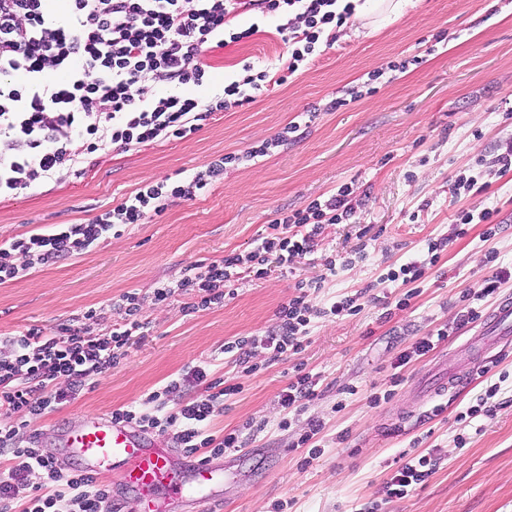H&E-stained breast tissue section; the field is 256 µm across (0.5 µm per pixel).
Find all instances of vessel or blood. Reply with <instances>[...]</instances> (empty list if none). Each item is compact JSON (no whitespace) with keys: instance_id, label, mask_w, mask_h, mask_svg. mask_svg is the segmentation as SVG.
Returning <instances> with one entry per match:
<instances>
[{"instance_id":"vessel-or-blood-1","label":"vessel or blood","mask_w":512,"mask_h":512,"mask_svg":"<svg viewBox=\"0 0 512 512\" xmlns=\"http://www.w3.org/2000/svg\"><path fill=\"white\" fill-rule=\"evenodd\" d=\"M488 325L512 352V301L503 300ZM50 455L59 464L78 465L110 480L121 493L133 494L142 512H161L163 504L174 502L211 512L222 495L223 466L193 458L176 470L164 436L113 422L107 413H91L76 425L63 426Z\"/></svg>"}]
</instances>
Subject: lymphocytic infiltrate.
<instances>
[{
  "label": "lymphocytic infiltrate",
  "instance_id": "lymphocytic-infiltrate-1",
  "mask_svg": "<svg viewBox=\"0 0 512 512\" xmlns=\"http://www.w3.org/2000/svg\"><path fill=\"white\" fill-rule=\"evenodd\" d=\"M276 16L285 46L281 70H255L244 63L238 79L203 99L189 87L203 86L213 70L209 50L239 42L258 24L230 28L245 13ZM355 14L354 0H0V197L38 192L83 172L112 150L149 147L195 135L214 113L253 100L255 91L283 82L285 74L307 67L322 48L335 43ZM168 88L148 94L149 84ZM233 154L209 159L178 180L144 182L111 209L79 224H55L0 242V284L36 267L83 254L102 237L161 215L176 200L196 198L223 181ZM350 186L315 200L272 224L254 251L228 256L180 278L158 283L155 302L174 295L192 297V309L221 306L233 295L238 268L254 278L267 274L269 257L288 268L310 253L326 226L351 212ZM142 299L121 296L125 313L118 327L93 332L96 309L80 325L47 331L26 328L6 337L0 357V512H114L112 486L77 468L58 465L26 437L31 421L75 401L88 384L125 359L132 337L147 332L139 318ZM356 297L318 306L307 290L289 299L277 325L264 336L225 342L220 352L256 371L255 345L269 362L302 352L312 323L357 315ZM240 384L214 377L200 362L150 391L138 402L113 410L112 418L145 430L172 435L188 456L213 459L246 447L253 435L211 429L214 406L240 393ZM180 393L179 403L170 396ZM425 455L402 464L386 482V495L403 498L434 472Z\"/></svg>",
  "mask_w": 512,
  "mask_h": 512
}]
</instances>
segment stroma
Returning <instances> with one entry per match:
<instances>
[{
  "instance_id": "obj_1",
  "label": "stroma",
  "mask_w": 512,
  "mask_h": 512,
  "mask_svg": "<svg viewBox=\"0 0 512 512\" xmlns=\"http://www.w3.org/2000/svg\"><path fill=\"white\" fill-rule=\"evenodd\" d=\"M259 24L249 39L212 52L216 82L236 79L244 63L275 68L284 45L276 19L244 14L231 25ZM420 56V65L389 70V63ZM377 80H370L374 70ZM372 93H363L366 84ZM300 131L265 157L246 159L251 147L276 137L289 122ZM512 144V0H408L402 13L379 22L359 14L335 44L308 67L257 94L255 100L208 119L192 138H171L140 151L115 150L85 172L53 188L0 198V240L39 227L77 224L107 210L148 180L178 178L217 155L236 154L224 180L164 214L135 224L76 257L0 284V336L26 327L51 328L94 308L97 327L122 322L121 296L139 293L146 336L127 359L97 378L77 400L32 421L29 431L50 448L60 425L83 414L109 412L138 401L202 360L224 342L274 324L298 282L323 280L312 296L321 304L362 292V311L316 321L305 349L266 364L257 349L255 373L237 376L233 365L217 376L239 377L243 391L218 403L215 432L258 427L251 454L223 457L226 481L215 512H512V356L472 368L466 387L440 390L471 354L464 308L491 311L512 296V281L483 297L485 281L512 268V171L493 160ZM475 175L489 188L452 199L457 175ZM350 185L353 212L326 227L314 250L291 269L268 260L264 279L241 277L222 306L189 311L186 296L152 299L156 284L190 265L244 255L269 224ZM497 210L499 228L484 225L456 234L461 210ZM448 245L407 310L387 314L407 287L387 281L388 269L427 252L430 241ZM366 259H358V250ZM342 261L335 275L325 262ZM448 336L426 355L397 367L418 336ZM321 374L317 398L284 417L278 395L296 366ZM502 377L493 412L474 420L459 414L474 404L487 376ZM357 394H348V387ZM379 403H372L373 394ZM323 421L321 451L309 458L297 441L310 421ZM437 461L424 485L406 497L386 498L384 486L407 457Z\"/></svg>"
}]
</instances>
